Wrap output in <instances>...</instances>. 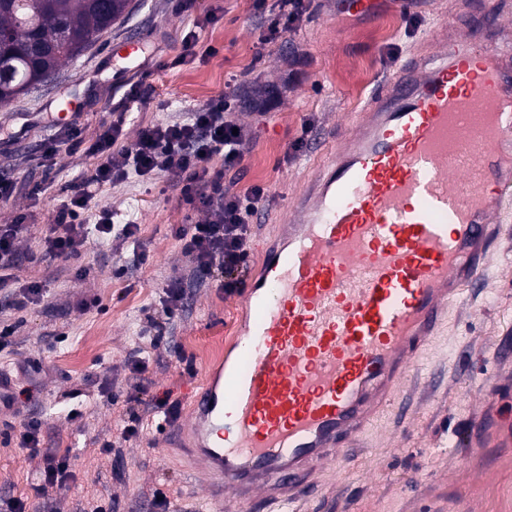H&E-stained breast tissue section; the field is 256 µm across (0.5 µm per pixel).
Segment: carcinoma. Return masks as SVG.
Wrapping results in <instances>:
<instances>
[{
  "label": "carcinoma",
  "instance_id": "carcinoma-1",
  "mask_svg": "<svg viewBox=\"0 0 512 512\" xmlns=\"http://www.w3.org/2000/svg\"><path fill=\"white\" fill-rule=\"evenodd\" d=\"M131 0H0V104L52 80Z\"/></svg>",
  "mask_w": 512,
  "mask_h": 512
}]
</instances>
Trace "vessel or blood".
I'll return each mask as SVG.
<instances>
[{
	"label": "vessel or blood",
	"instance_id": "b4317fda",
	"mask_svg": "<svg viewBox=\"0 0 512 512\" xmlns=\"http://www.w3.org/2000/svg\"><path fill=\"white\" fill-rule=\"evenodd\" d=\"M386 78L290 204L232 363L211 367L165 442L215 512L290 503L403 409L448 309L479 287L512 193V55L488 11Z\"/></svg>",
	"mask_w": 512,
	"mask_h": 512
}]
</instances>
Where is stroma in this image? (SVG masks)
<instances>
[{
  "label": "stroma",
  "instance_id": "1",
  "mask_svg": "<svg viewBox=\"0 0 512 512\" xmlns=\"http://www.w3.org/2000/svg\"><path fill=\"white\" fill-rule=\"evenodd\" d=\"M442 18L451 26L468 20L459 0H421L415 8L371 0L366 10L311 0L294 32L263 45L251 0H191L182 11L172 0H132L129 14L50 85L0 105V175L17 185L11 199L0 200V225L28 214L17 247L37 256L11 274L15 285L37 280L45 289L41 303L0 312V322L16 327L10 351L0 353V374L16 397L0 409V497L23 498L28 512H81L94 499L111 503L112 512H156L151 493L157 489L175 512H207L203 488L165 452V432L156 423L130 441L118 436L128 397L147 402L167 394L188 408L211 365L193 339L223 338L238 319L231 295L197 287L172 325L162 332L155 327L168 280L194 266L172 225L210 218L187 211L180 179L171 173L150 183L132 178L92 199L90 217L111 211L114 223L137 225L133 238L93 234L77 256L41 259L67 186L90 169L75 150L60 152L46 171L43 144L65 125L91 136L116 112L126 113L131 141L145 126L182 118L233 92L248 151L229 178L238 190H268L249 242L254 273L264 243L319 163L309 150L294 151L295 140L349 134L348 113L364 108ZM191 29L200 47L215 52L173 66ZM131 37L143 45L133 63L123 56ZM42 181L47 189L32 202L27 191ZM501 222L505 232L484 287L465 289L421 362L423 370L439 372V383L408 394V416H381L365 449L296 508L259 504L254 512H512V429L494 421L512 403L501 388L512 381V198L503 202ZM93 297L99 306L78 310ZM138 353L147 363L142 376L131 371ZM30 416L43 423L36 453L17 441ZM109 440L116 446L108 453L102 445ZM52 452L70 456L75 478L67 486L40 481Z\"/></svg>",
  "mask_w": 512,
  "mask_h": 512
}]
</instances>
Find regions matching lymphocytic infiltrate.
I'll use <instances>...</instances> for the list:
<instances>
[{"mask_svg":"<svg viewBox=\"0 0 512 512\" xmlns=\"http://www.w3.org/2000/svg\"><path fill=\"white\" fill-rule=\"evenodd\" d=\"M277 5V13L271 14L266 0H253L255 15L267 22L261 42L294 31L307 9L305 0H277ZM232 102V93H224L196 107L185 119L142 128L129 144L124 141L126 117L121 112L88 138L76 128H61L45 143V158L79 148L91 161L92 170L61 201L43 242V259H66L86 246L91 229L87 226L89 204L97 191L132 177L147 181L165 171L181 176V197L189 210L211 215L205 223L173 229L183 252L194 260L190 277L227 293L236 290L248 272L253 217L265 203L267 191L254 185L238 193L224 183L225 173L244 158L243 137L236 134L237 123L231 116ZM26 219L22 213L13 223L0 225V291L9 297L10 308L18 311L40 303L45 293L38 281L19 288L13 285L11 270L22 260L16 242L26 230ZM187 278L176 276L166 285L162 297L166 319H174L184 307Z\"/></svg>","mask_w":512,"mask_h":512,"instance_id":"lymphocytic-infiltrate-1","label":"lymphocytic infiltrate"}]
</instances>
